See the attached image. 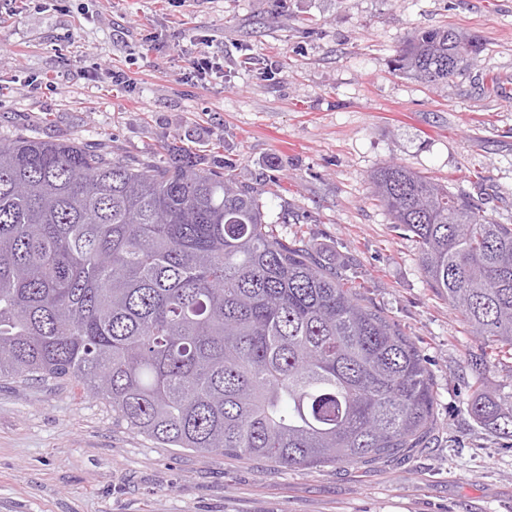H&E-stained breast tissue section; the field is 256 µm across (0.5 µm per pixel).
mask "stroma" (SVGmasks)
<instances>
[{"instance_id": "obj_1", "label": "stroma", "mask_w": 512, "mask_h": 512, "mask_svg": "<svg viewBox=\"0 0 512 512\" xmlns=\"http://www.w3.org/2000/svg\"><path fill=\"white\" fill-rule=\"evenodd\" d=\"M484 50L428 86L392 68L416 30ZM208 49L218 69L190 77ZM512 0H0V137L117 157L188 147L258 191L282 233L356 277L436 385L425 447L358 466L165 448L63 382L0 379V512H512V439L467 413L480 344L427 285L371 177L397 163L512 224Z\"/></svg>"}]
</instances>
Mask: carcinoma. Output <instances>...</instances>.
I'll return each instance as SVG.
<instances>
[{
  "mask_svg": "<svg viewBox=\"0 0 512 512\" xmlns=\"http://www.w3.org/2000/svg\"><path fill=\"white\" fill-rule=\"evenodd\" d=\"M483 48L417 30L394 70L438 84ZM371 180L481 342L470 416L512 439V404L483 387L488 353L512 358V224L396 163ZM0 378L73 381L162 444L284 468L419 448L436 405L415 341L191 149L139 162L25 137L0 139Z\"/></svg>",
  "mask_w": 512,
  "mask_h": 512,
  "instance_id": "carcinoma-1",
  "label": "carcinoma"
}]
</instances>
